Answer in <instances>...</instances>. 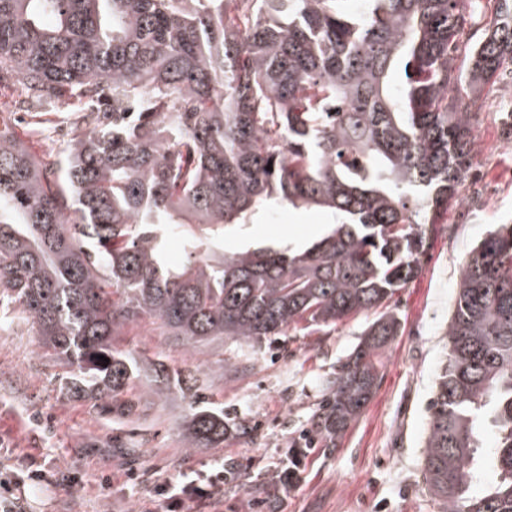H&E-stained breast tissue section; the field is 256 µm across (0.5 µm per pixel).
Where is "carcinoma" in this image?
<instances>
[{
  "label": "carcinoma",
  "instance_id": "1",
  "mask_svg": "<svg viewBox=\"0 0 512 512\" xmlns=\"http://www.w3.org/2000/svg\"><path fill=\"white\" fill-rule=\"evenodd\" d=\"M0 0V86L19 107L72 98L89 129L58 169L0 129V297L18 303L68 391L98 407L142 367L115 345L138 319L224 366L288 329L366 313L420 270L472 168L483 92L512 66V0ZM272 170H267V166ZM322 208L309 246L224 250L258 214ZM185 260H168L171 235ZM399 317L374 319L332 381L316 431L339 438L374 393ZM423 473L441 512H512V224L465 262ZM105 356L108 361L99 360ZM146 394L192 378L151 362ZM497 479L471 493L481 438ZM232 425L196 408L186 449Z\"/></svg>",
  "mask_w": 512,
  "mask_h": 512
}]
</instances>
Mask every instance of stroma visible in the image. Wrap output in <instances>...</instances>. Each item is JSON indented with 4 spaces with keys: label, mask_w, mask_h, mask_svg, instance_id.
Wrapping results in <instances>:
<instances>
[{
    "label": "stroma",
    "mask_w": 512,
    "mask_h": 512,
    "mask_svg": "<svg viewBox=\"0 0 512 512\" xmlns=\"http://www.w3.org/2000/svg\"><path fill=\"white\" fill-rule=\"evenodd\" d=\"M16 92L0 88V125H8L44 163L56 158L59 127L70 112H19ZM473 127L472 169L459 200L422 259L418 276L386 301L402 327L381 351L375 391L343 437L308 439L312 419L330 395L336 368L353 351L371 318L360 315L326 331L289 330L277 346L223 367V342L190 348L161 335L148 320L127 324L117 345L139 363L158 359L193 375L194 387L166 398L147 395L151 371L110 409H92L67 392L69 369L38 345L23 308L0 301V474L42 470V489L27 494L26 512H144L156 485L192 480L218 469L224 512H248L264 495L269 463L307 454L294 487L264 512H439L422 476L427 407L446 360L445 333L461 269L493 225L512 224V148L501 113L512 112V87L496 84ZM322 210H274L250 225L264 242L276 233L309 244L323 234ZM222 409L237 427L216 448L185 450L182 427L192 408Z\"/></svg>",
    "instance_id": "1"
}]
</instances>
